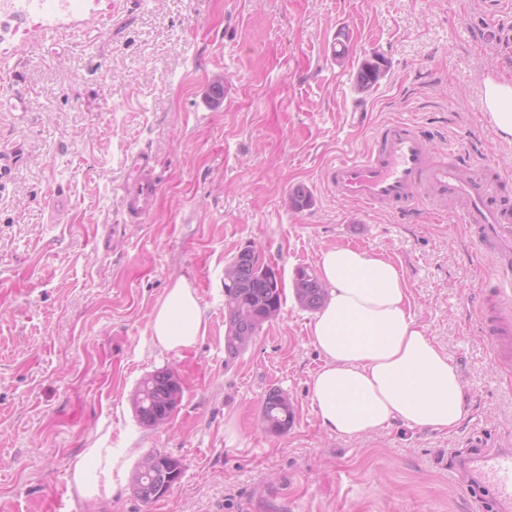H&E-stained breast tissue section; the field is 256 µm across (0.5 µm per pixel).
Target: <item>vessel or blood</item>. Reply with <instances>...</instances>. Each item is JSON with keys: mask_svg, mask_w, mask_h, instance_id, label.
<instances>
[{"mask_svg": "<svg viewBox=\"0 0 512 512\" xmlns=\"http://www.w3.org/2000/svg\"><path fill=\"white\" fill-rule=\"evenodd\" d=\"M126 179L121 186L124 214L142 220L153 208L160 185L153 176V159L144 149L127 153ZM327 185L337 198L369 209H389L412 221L419 204L443 212L449 198L463 200L458 212L482 253L498 256L512 251V211L505 188L512 178L491 179L476 173L467 154H456L453 163H432L424 132L407 122H391L376 134L372 149L354 160L329 166ZM512 269L504 268L491 315L483 317V334L497 362L512 360ZM478 478L491 493L497 512H512V448L490 451L475 463Z\"/></svg>", "mask_w": 512, "mask_h": 512, "instance_id": "vessel-or-blood-1", "label": "vessel or blood"}]
</instances>
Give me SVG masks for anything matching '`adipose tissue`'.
Masks as SVG:
<instances>
[{
	"instance_id": "1",
	"label": "adipose tissue",
	"mask_w": 512,
	"mask_h": 512,
	"mask_svg": "<svg viewBox=\"0 0 512 512\" xmlns=\"http://www.w3.org/2000/svg\"><path fill=\"white\" fill-rule=\"evenodd\" d=\"M485 101L496 134L511 142L512 84L487 80ZM319 269L328 297L311 325V339L325 362L312 377L310 394L322 426L349 439L395 420L412 428L458 427L465 415L458 370L417 324L397 267L336 246L322 253ZM149 329L161 348L193 347L204 333L194 289L181 281L168 288ZM70 484L88 502L111 494V449H84Z\"/></svg>"
}]
</instances>
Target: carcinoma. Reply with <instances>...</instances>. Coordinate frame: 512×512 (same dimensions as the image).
Wrapping results in <instances>:
<instances>
[{
	"label": "carcinoma",
	"instance_id": "1",
	"mask_svg": "<svg viewBox=\"0 0 512 512\" xmlns=\"http://www.w3.org/2000/svg\"><path fill=\"white\" fill-rule=\"evenodd\" d=\"M387 72L385 59L377 54L364 59L355 75V86L366 92L379 84ZM250 248L241 250L228 264L234 269V278L224 284L226 333L224 346L229 357L243 352L263 325L280 313L283 285L274 276V266L257 264L249 255ZM293 288L298 303L308 310L320 309L326 300V288L315 271L308 266L295 269ZM181 399V387L170 371H158L144 377L136 386L131 400L138 420L147 426L157 419L168 421ZM294 411L288 397L278 390L270 391L263 402L262 422L265 428L279 434L288 429ZM163 461L147 467L138 462L132 473V488L142 500L148 502L163 497L179 480L182 463L179 459L162 454Z\"/></svg>",
	"mask_w": 512,
	"mask_h": 512
}]
</instances>
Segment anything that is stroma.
Listing matches in <instances>:
<instances>
[{
  "instance_id": "35a3bbf8",
  "label": "stroma",
  "mask_w": 512,
  "mask_h": 512,
  "mask_svg": "<svg viewBox=\"0 0 512 512\" xmlns=\"http://www.w3.org/2000/svg\"><path fill=\"white\" fill-rule=\"evenodd\" d=\"M491 0H76L31 19L0 13V512H475L489 492L459 469L512 441V365L479 331L498 263L454 211L408 222L336 199L338 159L368 151L385 124L433 132L431 158L471 156L512 173V143L485 112L487 79L512 82V27ZM352 47L336 64L331 45ZM388 62L358 92L359 64ZM224 84L210 103L208 87ZM155 158L153 212L126 222L127 151ZM308 190L309 207L289 195ZM286 287L279 317L236 358L224 348V268L245 247ZM347 246L391 260L411 310L461 377L452 431L393 422L360 439L325 430L309 382L323 357L294 270ZM194 288L206 330L185 350L153 344L167 288ZM182 385L167 426L141 424L130 395L146 374ZM294 421H261L270 390ZM111 449V497L90 508L69 473L85 448ZM181 460L146 502L139 458Z\"/></svg>"
}]
</instances>
